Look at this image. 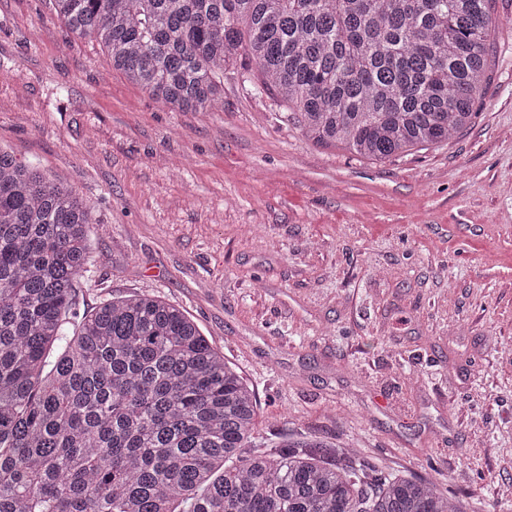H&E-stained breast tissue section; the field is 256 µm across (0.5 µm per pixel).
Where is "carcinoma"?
Listing matches in <instances>:
<instances>
[{
  "label": "carcinoma",
  "mask_w": 512,
  "mask_h": 512,
  "mask_svg": "<svg viewBox=\"0 0 512 512\" xmlns=\"http://www.w3.org/2000/svg\"><path fill=\"white\" fill-rule=\"evenodd\" d=\"M490 0H51L161 108H224V71L321 145L374 161L448 141L492 66ZM90 207L0 149V512H463L355 448L253 441V391L183 310L89 311Z\"/></svg>",
  "instance_id": "cac0c4a2"
}]
</instances>
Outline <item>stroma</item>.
Masks as SVG:
<instances>
[{"instance_id":"stroma-1","label":"stroma","mask_w":512,"mask_h":512,"mask_svg":"<svg viewBox=\"0 0 512 512\" xmlns=\"http://www.w3.org/2000/svg\"><path fill=\"white\" fill-rule=\"evenodd\" d=\"M453 139L372 161L314 144L275 93L160 108L49 0H0V148L96 222L86 308L184 309L254 389V436L301 431L463 512H512V0Z\"/></svg>"}]
</instances>
